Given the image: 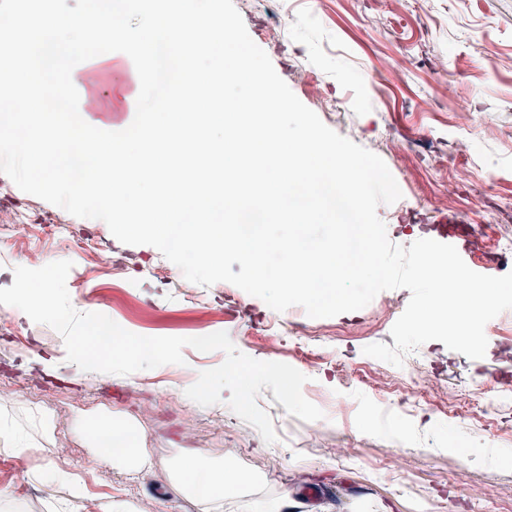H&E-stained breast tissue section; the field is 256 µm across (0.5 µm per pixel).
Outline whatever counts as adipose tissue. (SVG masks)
<instances>
[{
    "label": "adipose tissue",
    "mask_w": 512,
    "mask_h": 512,
    "mask_svg": "<svg viewBox=\"0 0 512 512\" xmlns=\"http://www.w3.org/2000/svg\"><path fill=\"white\" fill-rule=\"evenodd\" d=\"M95 439L100 444L111 445L107 462L114 469L131 476L149 472L152 461L149 455L141 453L143 441L140 428L130 420H116L97 426ZM242 477L229 462H216L205 456H198L178 465L173 472V483L177 492L209 502L223 498L225 492L236 487Z\"/></svg>",
    "instance_id": "adipose-tissue-1"
}]
</instances>
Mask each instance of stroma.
Here are the masks:
<instances>
[{
  "mask_svg": "<svg viewBox=\"0 0 512 512\" xmlns=\"http://www.w3.org/2000/svg\"><path fill=\"white\" fill-rule=\"evenodd\" d=\"M252 40L297 98L338 134L380 156L402 197L379 205L391 242L423 238V225L455 215L472 225L474 250L492 234L512 235V0H233ZM103 69L72 71L90 125L129 126L140 80L131 58L102 54ZM56 219L45 226L43 217ZM72 261L66 285L81 312H99L142 336L227 332L242 353L289 363L306 375L303 396L324 413L305 422L271 389L257 397L278 439L269 444L226 404L200 407L183 394L223 351L183 350L184 364L129 375L79 371L61 335L20 309L0 305V421L29 446L25 459L0 439V512H105L113 500L136 512H512V407L494 421L452 418L427 401L401 405L387 392L405 368L435 387L477 397L511 371L512 310L485 327L486 354L470 359L430 341L403 366L377 360L362 370L363 347L393 344L391 329L411 293H379L365 308L312 318L284 312L235 285L204 287L150 245H125L105 222L72 216L22 192L0 174V288L16 267ZM309 344L291 356L287 333ZM130 415L140 425L152 470L129 477L99 462L87 432ZM54 425L50 438L39 416ZM226 460L254 483L223 505L174 493L182 459ZM78 474L83 491H45L36 470ZM322 489L309 502L305 491Z\"/></svg>",
  "mask_w": 512,
  "mask_h": 512,
  "instance_id": "35a3bbf8",
  "label": "stroma"
}]
</instances>
